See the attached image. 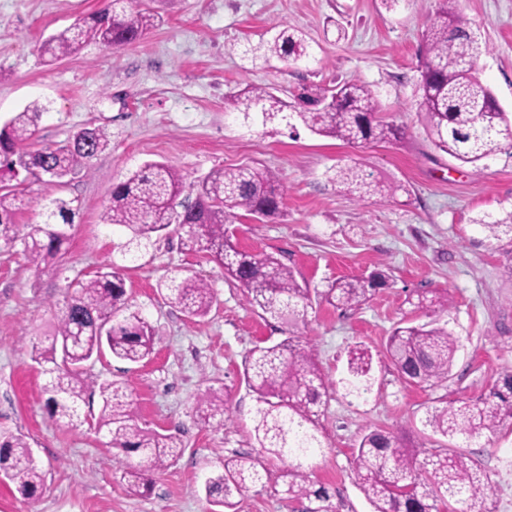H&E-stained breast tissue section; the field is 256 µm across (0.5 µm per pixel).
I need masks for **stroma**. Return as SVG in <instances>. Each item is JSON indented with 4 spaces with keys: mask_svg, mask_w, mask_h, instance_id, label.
<instances>
[{
    "mask_svg": "<svg viewBox=\"0 0 512 512\" xmlns=\"http://www.w3.org/2000/svg\"><path fill=\"white\" fill-rule=\"evenodd\" d=\"M105 0H0V126L34 102L46 105L36 147L56 146L84 127L102 126L112 146L91 171L53 189L27 172L10 182L23 204L16 223H40L44 204L58 198L74 212L58 267L36 271L22 245L0 244V428L23 435L45 476L38 500L24 499L0 480V512H212L204 482L224 458L251 452L258 401L243 378V360L258 345L287 337L286 325L265 320L223 268L189 254L177 236L126 259L127 232L102 221L114 184L149 161L185 178L182 200L218 168L258 164L276 171L286 194L279 215L235 219L234 240L252 253L279 254L299 281L324 291L338 279L377 271L385 285L357 310L313 302L296 333L312 345L331 384L319 416V451L304 460L339 512H372L352 469L362 434L378 427L412 429L424 449L446 444L422 432L426 408L486 395L512 367V242L488 241L475 217L512 209V158L480 167L438 150L418 109L422 35L435 0H145L164 22L134 45L87 42L74 54L46 61L43 40L98 11ZM460 9L488 48L477 68L500 106L512 114V0H460ZM288 24L306 34L308 57H276L258 66L243 60L247 44ZM365 83L379 117L399 125L400 139L356 146L278 124L243 117L235 97L266 88L294 102L302 88ZM354 164L397 184L393 197L353 200L332 177ZM123 266L134 310L155 330L150 357L131 365L104 354L87 367L97 383L125 387L138 426L179 432L185 448L153 475L149 491L129 493L121 480L124 455L103 444L89 425L72 428L45 412V376L31 358L33 344L53 331L66 287L110 265ZM207 280L217 302L208 316L188 318L160 290L170 276ZM447 293L444 311L414 308L417 294ZM412 319L448 324L461 338L452 376L436 387L402 381L386 358L393 328ZM368 349L372 386L347 393L348 352ZM223 388L232 410L218 428L199 423L195 408L207 386ZM486 469L496 487L497 512H512V431L493 438L448 442ZM275 483L238 497L236 512H301Z\"/></svg>",
    "mask_w": 512,
    "mask_h": 512,
    "instance_id": "obj_1",
    "label": "stroma"
}]
</instances>
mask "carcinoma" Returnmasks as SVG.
<instances>
[{
  "label": "carcinoma",
  "instance_id": "1",
  "mask_svg": "<svg viewBox=\"0 0 512 512\" xmlns=\"http://www.w3.org/2000/svg\"><path fill=\"white\" fill-rule=\"evenodd\" d=\"M455 2L438 0L435 19L425 34L419 110L435 145L456 159L475 165L499 153L512 158V118L498 106L476 68L487 47ZM157 19L134 0H107L100 10L46 40L40 53L53 61L79 51L88 41L112 48L129 46L156 26ZM251 54L254 61L271 57L297 61L307 55V43L300 30L281 24L272 39L259 42ZM239 104L246 118L259 113L265 123L289 126L297 121L315 134L350 144L387 142L399 135L397 127L376 117L372 91L359 82L339 84L328 93L305 88L292 104L254 87ZM45 111L34 102L0 128V178L24 170L45 176L50 186L59 185L69 175L90 170L93 160L112 144L110 131L94 127L54 148L33 150L37 122ZM334 180L353 199L365 194L386 198L399 190L366 177L355 165L337 168ZM183 190L184 176L178 170L163 162L147 163L112 187L102 221L129 231L125 248L131 257L154 234L173 232L182 250L202 253L222 266L224 279L244 288L248 304L262 316L291 327L305 321L312 307L310 289L275 254L239 249L229 231L241 211L258 219L279 212L285 188L278 175L264 166L219 168L198 185L193 202L180 200ZM17 201L9 186H0V242L6 246L22 242L28 261L37 269L55 267L66 232L51 219L58 216L62 225L69 224L71 209L58 202L56 210L46 211L43 223L17 224ZM474 223L489 240L512 236V210L483 215ZM383 279L376 273L367 280H339L321 293V299L338 309L359 308ZM165 291L169 303L190 318L206 316L216 303L213 288L199 277H172ZM447 305L445 294L417 295L419 309ZM460 347V337L447 325L409 321L394 329L386 352L405 382L434 387L448 381ZM104 350L135 364L153 353L152 328L131 309L125 275L115 267L71 284L50 344L32 346V354L37 362L47 364L44 392L51 419L82 425L87 420L83 414L87 397L99 388L102 408L92 426L107 438L108 446L140 455L139 462L125 463L121 473L127 488L139 494L149 488L152 473L178 454L183 441L174 433L139 427L123 387L96 386L85 365ZM366 356L367 351L359 348L351 351L349 359L352 379L347 385L359 395L370 389ZM244 378L261 404L254 425L259 451L224 459L222 471L206 481L211 504L230 510L244 491L267 483L270 473L264 459L274 456L291 461L279 475L286 499L302 504V512H338L328 488L312 481L301 463L322 447L317 421L329 388L314 349L291 336L257 346L245 359ZM196 413L205 426L224 425L229 408L223 391L208 387L197 401ZM510 421L512 370H506L489 394L434 406L426 411L422 424L444 438L475 439L497 435ZM352 467L374 512H444L453 503L451 512H495L489 502L491 480L474 460L445 446L420 458L403 431H369L353 451ZM0 471L28 498L36 496L44 482L29 444L8 431H0Z\"/></svg>",
  "mask_w": 512,
  "mask_h": 512
}]
</instances>
